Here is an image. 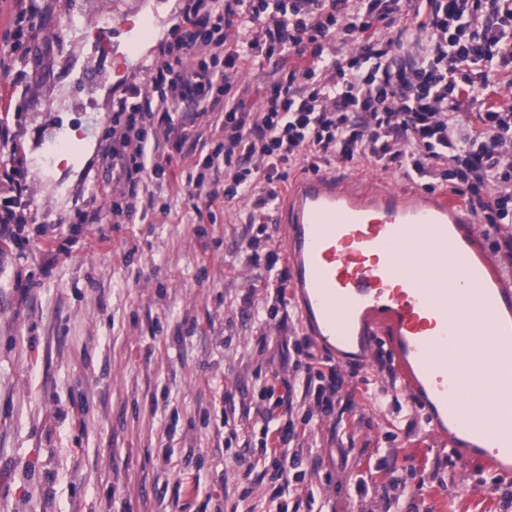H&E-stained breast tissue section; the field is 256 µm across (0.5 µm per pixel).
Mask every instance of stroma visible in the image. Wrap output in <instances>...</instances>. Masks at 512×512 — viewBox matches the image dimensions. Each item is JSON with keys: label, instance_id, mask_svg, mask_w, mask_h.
Masks as SVG:
<instances>
[{"label": "stroma", "instance_id": "obj_1", "mask_svg": "<svg viewBox=\"0 0 512 512\" xmlns=\"http://www.w3.org/2000/svg\"><path fill=\"white\" fill-rule=\"evenodd\" d=\"M137 0H57L37 16L49 48L40 62L0 71L18 106L31 172L33 218L18 243L0 249V512H227L238 483L234 454L250 452L256 479L238 512L263 503L252 431L258 393L295 380L297 345L336 368L341 384L325 415L296 404L294 445L307 449L306 477L282 504L299 512H512V476L461 460L424 429V412L378 342L369 362L337 364L303 328L298 312L259 321L266 295L242 246L249 202L216 211L213 222L182 224L147 210L130 224L87 223L92 194L111 180L102 156L112 127L110 81L76 94L87 40L75 24H101ZM82 130L77 153L46 163L53 136ZM58 236L61 250L46 251ZM235 409H224L223 393ZM239 437L224 439L228 426ZM391 473H377L379 460ZM375 479L366 499L355 484Z\"/></svg>", "mask_w": 512, "mask_h": 512}]
</instances>
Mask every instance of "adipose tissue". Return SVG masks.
Segmentation results:
<instances>
[{"mask_svg": "<svg viewBox=\"0 0 512 512\" xmlns=\"http://www.w3.org/2000/svg\"><path fill=\"white\" fill-rule=\"evenodd\" d=\"M456 341L448 349L449 364L470 365V386L462 402L490 423L512 420V399L501 398L498 387L487 386L489 375H497L500 385L512 386V352L501 353L489 348L474 333L456 328Z\"/></svg>", "mask_w": 512, "mask_h": 512, "instance_id": "1", "label": "adipose tissue"}]
</instances>
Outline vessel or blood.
Segmentation results:
<instances>
[{
  "instance_id": "b4317fda",
  "label": "vessel or blood",
  "mask_w": 512,
  "mask_h": 512,
  "mask_svg": "<svg viewBox=\"0 0 512 512\" xmlns=\"http://www.w3.org/2000/svg\"><path fill=\"white\" fill-rule=\"evenodd\" d=\"M165 22L155 9L117 14L93 42L95 61L79 81L93 87L110 72L138 69L140 45L159 40ZM306 328L346 361H367L385 335L404 383L427 410L431 430L464 458L478 457L512 474V421L489 424L459 403L458 373L448 370V320L470 317V302L448 306V281L424 283L417 269L450 263L481 305L478 333L512 350V288L473 230L471 212L447 195L339 175L297 180L276 213Z\"/></svg>"
}]
</instances>
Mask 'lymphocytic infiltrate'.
<instances>
[{"instance_id":"1","label":"lymphocytic infiltrate","mask_w":512,"mask_h":512,"mask_svg":"<svg viewBox=\"0 0 512 512\" xmlns=\"http://www.w3.org/2000/svg\"><path fill=\"white\" fill-rule=\"evenodd\" d=\"M0 69L38 38L32 0H0ZM161 54L112 100L105 157L112 185L104 210L127 223L144 196L168 193L172 166L204 212L250 201L257 228L243 251L270 293L258 316L289 305L288 272L278 251H261L280 184L291 169L373 165L426 190L447 185L494 233L493 249L512 265V0H184ZM278 71L240 86L257 62ZM0 92V241L28 221L32 201L25 142ZM211 130L196 152L198 125ZM336 383L305 366L283 395L261 390L267 417L257 447L270 459L274 498L303 480L292 447L297 397L334 409Z\"/></svg>"}]
</instances>
